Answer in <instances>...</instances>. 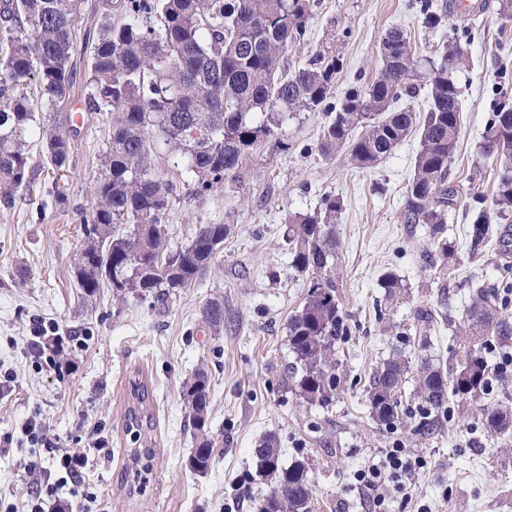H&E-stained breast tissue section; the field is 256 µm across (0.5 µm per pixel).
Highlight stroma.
<instances>
[{
    "label": "stroma",
    "mask_w": 512,
    "mask_h": 512,
    "mask_svg": "<svg viewBox=\"0 0 512 512\" xmlns=\"http://www.w3.org/2000/svg\"><path fill=\"white\" fill-rule=\"evenodd\" d=\"M103 2L81 0L77 9L71 53L77 69L87 65L84 34L98 26ZM471 2L466 29L432 31L422 24L418 0H311L305 42L284 59L291 69L319 46H331L341 61L331 97L337 103L375 78L378 45L389 29L408 31L423 61L437 59L452 39L467 47L470 65L457 75L463 112L451 167L462 199L448 219L454 255L445 263L426 225L402 219L417 138L376 167L358 169L345 154H318L326 115L302 112L284 126L287 146H259L236 183L214 185L201 198L185 185L172 200V246L187 243L200 224L232 227L216 264L194 287L163 306L135 296L113 306L107 287L84 296L76 258L107 131L103 115L85 111L88 87L77 81L57 113L73 146L68 169L40 174L32 194L0 208V371L15 376L13 392L0 397V439L10 440L0 447V512L22 505L37 478L29 463L40 450L21 432L34 410L61 451L93 462L85 486L59 491L71 497L75 512H257L270 484L256 476L253 450L268 434L276 436L284 462H304L314 484L312 512H512V437L488 432L483 416L484 407L512 404V336L484 352L494 370L480 403L465 407L450 399L430 438L408 423L394 430L379 425L367 401L373 371L394 354L454 365L463 353L456 329L477 291H497L512 326V256L492 243L470 254L465 236L472 203L491 204L496 188L495 162L481 142L494 106L512 103V21L501 18L498 0ZM58 190L65 203L55 202ZM327 195L344 201L336 237L349 331L336 344L338 394L320 406L301 403L285 386L292 360L288 321L302 307L307 283L289 266L284 235L291 215L317 211ZM387 271L406 286L392 302L379 286ZM217 297L224 302L218 334L202 319L205 304ZM421 308L433 313V324L418 322ZM37 322L48 346H59L57 358L33 357ZM200 368L209 376V423L217 439L213 466L203 476L187 465L195 442L180 396L185 378ZM135 379L148 386L154 423L152 469L140 487L125 476L124 414ZM396 443L425 459V467L401 490L368 491L357 471Z\"/></svg>",
    "instance_id": "35a3bbf8"
}]
</instances>
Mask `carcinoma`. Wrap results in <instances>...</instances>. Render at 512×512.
Here are the masks:
<instances>
[{
  "mask_svg": "<svg viewBox=\"0 0 512 512\" xmlns=\"http://www.w3.org/2000/svg\"><path fill=\"white\" fill-rule=\"evenodd\" d=\"M79 0H0V204L30 191L44 162L53 169L69 166L72 145L54 121L58 104L69 99L77 79L71 63L75 10ZM119 13L102 14L98 28L86 32L93 44L85 80L90 88L85 110L108 119L106 149L91 184L92 206L84 220L85 247L78 257L87 267L77 271L79 288L97 294L112 288V303L126 304L129 294L168 299L190 288L215 263L231 233L228 224H199L191 241L173 249L166 215L180 190L175 178L159 174L167 162L172 173L194 182L202 195L220 182L234 183L243 160L263 143L280 137L296 112L327 109L317 152L325 158L341 150L352 164L369 169L391 156L409 136L418 135L414 173L405 191L406 224H426L443 259L452 255L444 237L448 216L460 203V186L449 181L461 130L462 99L456 74L468 62L467 48L446 45L430 64L424 84L412 82L418 63L411 36L399 29L381 38L382 69L365 89L355 88L341 103L329 102L338 60L333 52L315 51L302 66L285 69L283 60L304 42L312 13L310 0H120ZM427 29L443 20L462 19L437 11L433 0H420ZM426 91V112L391 109L403 97ZM358 136H352L356 128ZM41 142L33 158L30 141ZM482 150L494 158L496 194L487 207L469 209V251L476 254L494 234L493 225L512 223V105L498 104L483 133ZM344 201L328 195L312 215L296 214L288 222L291 267L306 277L303 306L288 321V349L294 361L287 384L307 404H328L336 397V341L348 333L340 308L336 220ZM129 224L126 233L114 225ZM380 285L393 298L404 288L392 272ZM206 325L224 329V304L213 300L203 309ZM460 333L463 358L449 371L432 360L412 364L398 353L377 368L367 389L370 413L390 428L404 418L414 432L437 431L448 398L477 399L490 382L481 351L509 335L499 317L497 294L479 291L465 312ZM414 381L417 411L402 408L404 386ZM182 401L189 410L196 446L191 470L211 469L214 438L209 431L210 388L199 369L183 382ZM486 429L512 436V406L484 409ZM149 391L132 387L125 416L127 435L139 458L150 427ZM256 472L270 480L259 512H310L312 484L299 460L285 465L272 435L254 448Z\"/></svg>",
  "mask_w": 512,
  "mask_h": 512,
  "instance_id": "cac0c4a2",
  "label": "carcinoma"
}]
</instances>
